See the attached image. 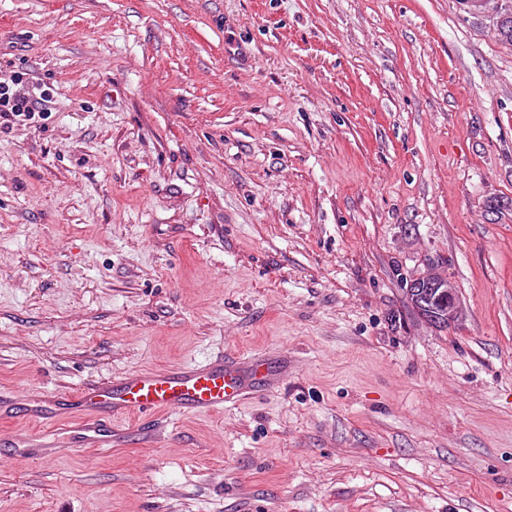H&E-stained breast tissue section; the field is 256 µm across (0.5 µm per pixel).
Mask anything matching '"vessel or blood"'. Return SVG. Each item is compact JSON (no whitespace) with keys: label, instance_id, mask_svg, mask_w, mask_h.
I'll return each mask as SVG.
<instances>
[{"label":"vessel or blood","instance_id":"b4317fda","mask_svg":"<svg viewBox=\"0 0 512 512\" xmlns=\"http://www.w3.org/2000/svg\"><path fill=\"white\" fill-rule=\"evenodd\" d=\"M277 373L267 359L223 357L203 365L136 370L116 381L94 383L77 394L51 397L26 405V415L52 418L67 413L81 418L76 429L81 444L102 447L111 442L113 419L134 416L151 423L164 411L223 413L250 391L275 381Z\"/></svg>","mask_w":512,"mask_h":512}]
</instances>
